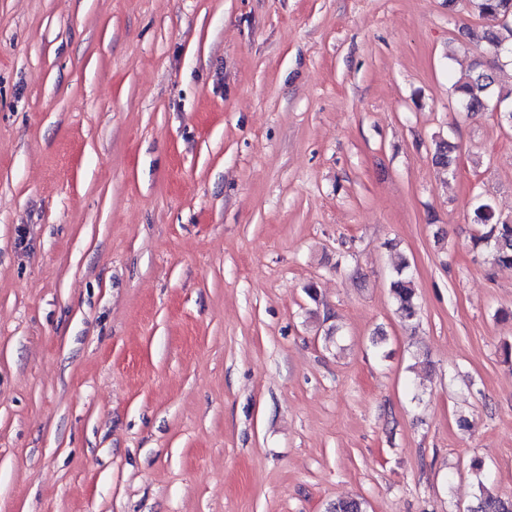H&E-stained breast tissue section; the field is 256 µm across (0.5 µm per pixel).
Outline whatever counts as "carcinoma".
<instances>
[{
	"mask_svg": "<svg viewBox=\"0 0 512 512\" xmlns=\"http://www.w3.org/2000/svg\"><path fill=\"white\" fill-rule=\"evenodd\" d=\"M479 15L492 22L488 35L492 60L476 63L455 84L458 102L464 109L481 110L488 106L496 82V69L506 57L505 47L512 48V25L502 26L500 20L512 18V0H473ZM455 146L441 140L436 143L433 160L443 168H452ZM472 223L477 226L473 247L489 256L495 263L512 265V219L502 217L488 202H478L472 210ZM390 293L402 317L412 319L417 315L416 289L409 263L401 259L394 268ZM479 502L470 512H512V499L504 500L490 494L484 479H478Z\"/></svg>",
	"mask_w": 512,
	"mask_h": 512,
	"instance_id": "carcinoma-1",
	"label": "carcinoma"
}]
</instances>
